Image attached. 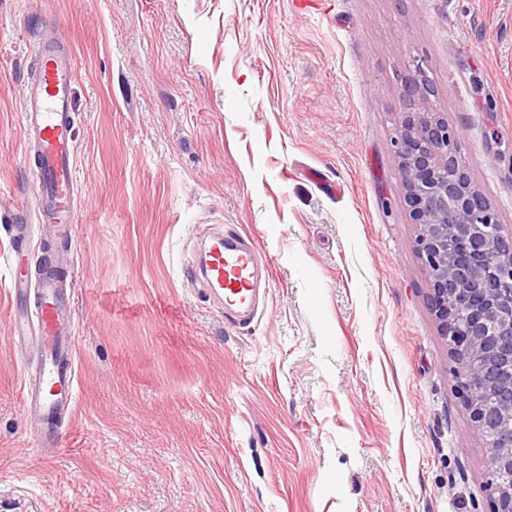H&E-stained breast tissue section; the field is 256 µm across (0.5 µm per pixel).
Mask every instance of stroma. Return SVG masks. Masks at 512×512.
<instances>
[{"label": "stroma", "mask_w": 512, "mask_h": 512, "mask_svg": "<svg viewBox=\"0 0 512 512\" xmlns=\"http://www.w3.org/2000/svg\"><path fill=\"white\" fill-rule=\"evenodd\" d=\"M77 63L74 238L25 156L33 45ZM422 71L512 228V0H0V512H493L393 141ZM54 243L78 394L52 454L8 339L13 226ZM253 239L229 322L183 276ZM184 275L201 278L225 300V313L250 311L262 285H269L268 263L255 243L235 230L215 238L197 264L190 259Z\"/></svg>", "instance_id": "35a3bbf8"}]
</instances>
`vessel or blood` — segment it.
Masks as SVG:
<instances>
[{
    "mask_svg": "<svg viewBox=\"0 0 512 512\" xmlns=\"http://www.w3.org/2000/svg\"><path fill=\"white\" fill-rule=\"evenodd\" d=\"M34 52L37 64L23 106L34 141L41 218L68 235L78 221L72 117L77 68L72 55L52 40L38 43ZM184 274L212 288L229 313L251 310L260 288L269 283L268 265L258 247L233 230L215 238L198 263L186 266ZM72 335L73 317L59 282L52 275H42L36 306L31 316L14 320L10 339L15 343L31 336L36 339L40 365L25 378V400L29 412L52 428L77 398Z\"/></svg>",
    "mask_w": 512,
    "mask_h": 512,
    "instance_id": "1",
    "label": "vessel or blood"
}]
</instances>
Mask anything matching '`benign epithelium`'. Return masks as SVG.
<instances>
[{
  "label": "benign epithelium",
  "instance_id": "7a95c632",
  "mask_svg": "<svg viewBox=\"0 0 512 512\" xmlns=\"http://www.w3.org/2000/svg\"><path fill=\"white\" fill-rule=\"evenodd\" d=\"M409 79L395 140L404 200L419 227L428 305L448 338L463 404L488 452L495 512H512V232L459 163L460 137Z\"/></svg>",
  "mask_w": 512,
  "mask_h": 512
}]
</instances>
